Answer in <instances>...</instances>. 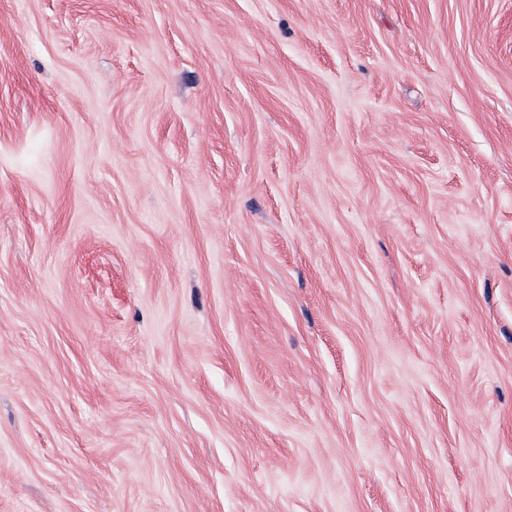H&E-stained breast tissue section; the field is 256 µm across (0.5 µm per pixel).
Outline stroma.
I'll return each mask as SVG.
<instances>
[{"instance_id": "35a3bbf8", "label": "stroma", "mask_w": 512, "mask_h": 512, "mask_svg": "<svg viewBox=\"0 0 512 512\" xmlns=\"http://www.w3.org/2000/svg\"><path fill=\"white\" fill-rule=\"evenodd\" d=\"M0 512H512V0H0Z\"/></svg>"}]
</instances>
